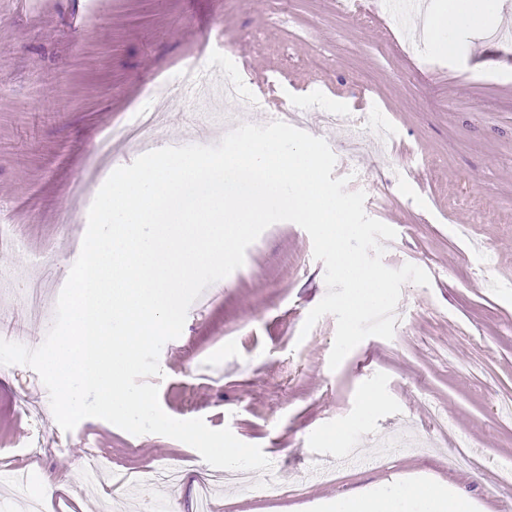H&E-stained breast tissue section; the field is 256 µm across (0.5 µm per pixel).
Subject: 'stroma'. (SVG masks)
<instances>
[{"label": "stroma", "instance_id": "stroma-1", "mask_svg": "<svg viewBox=\"0 0 512 512\" xmlns=\"http://www.w3.org/2000/svg\"><path fill=\"white\" fill-rule=\"evenodd\" d=\"M426 23L398 25L385 0L349 14L336 0H284L278 13L272 0H0V225L12 240L0 272L30 268L52 305L95 195L138 156L99 155L112 126L165 82L158 142H193L185 65L216 61L277 107L314 99L394 131L350 160L335 128L305 127L335 154L334 177L365 192L366 214L396 230L384 264L430 276L402 286L393 339L367 338L329 368L335 317L301 331L327 292L324 264L302 227L278 222L161 349L162 409L260 446L272 468L254 480L284 487L260 502L218 487L214 512H310L397 477L450 485L472 512H512L497 479L512 463V40L467 35L451 59L420 41ZM372 389L386 401L367 415ZM47 395L32 368L0 365V465L61 478L41 512H196L206 464L194 448L97 418L64 431L36 411ZM410 438L424 452L402 451ZM454 452L469 465L449 470ZM93 455L109 466L96 498L77 490ZM160 465L183 474L164 494L122 482ZM327 467L334 480L316 479Z\"/></svg>", "mask_w": 512, "mask_h": 512}]
</instances>
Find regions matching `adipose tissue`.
I'll return each mask as SVG.
<instances>
[{
	"mask_svg": "<svg viewBox=\"0 0 512 512\" xmlns=\"http://www.w3.org/2000/svg\"><path fill=\"white\" fill-rule=\"evenodd\" d=\"M496 16L497 0H440L430 19V39L439 52L455 55L462 47V35L491 23ZM333 508L335 512H467L465 500L443 485L368 490L337 499Z\"/></svg>",
	"mask_w": 512,
	"mask_h": 512,
	"instance_id": "ef3b65f1",
	"label": "adipose tissue"
}]
</instances>
